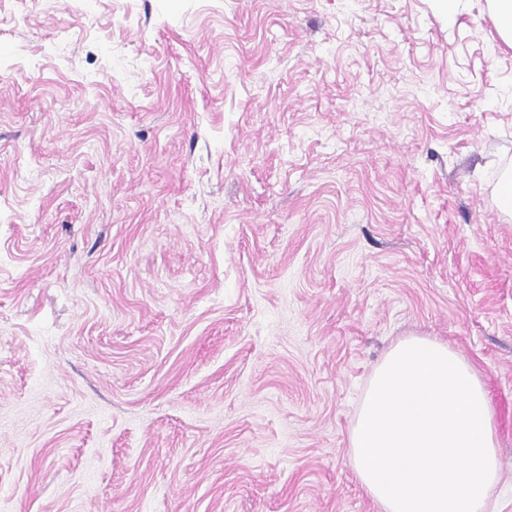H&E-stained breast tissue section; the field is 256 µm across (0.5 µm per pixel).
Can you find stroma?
<instances>
[{
	"mask_svg": "<svg viewBox=\"0 0 512 512\" xmlns=\"http://www.w3.org/2000/svg\"><path fill=\"white\" fill-rule=\"evenodd\" d=\"M512 49L488 0H0V512H379L429 336L512 512Z\"/></svg>",
	"mask_w": 512,
	"mask_h": 512,
	"instance_id": "35a3bbf8",
	"label": "stroma"
}]
</instances>
